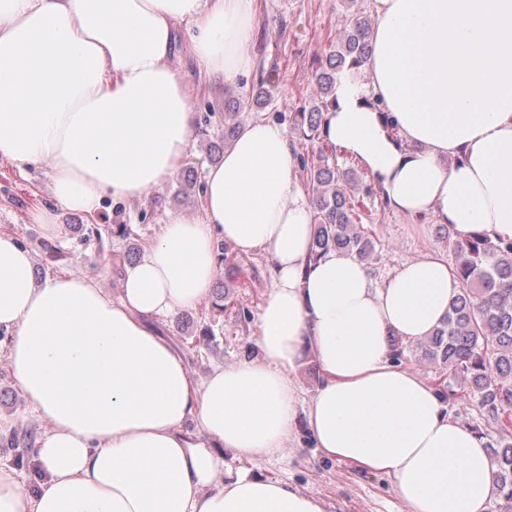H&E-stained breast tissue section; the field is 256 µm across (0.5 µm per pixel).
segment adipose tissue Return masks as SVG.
<instances>
[{
	"label": "adipose tissue",
	"mask_w": 512,
	"mask_h": 512,
	"mask_svg": "<svg viewBox=\"0 0 512 512\" xmlns=\"http://www.w3.org/2000/svg\"><path fill=\"white\" fill-rule=\"evenodd\" d=\"M373 3L364 78L341 79L324 115L330 143L399 214L512 241V0ZM258 12L259 0H0V160L47 167L54 205L32 215L47 237L58 210L92 216L175 176L197 130L171 65L178 29L193 32L199 75L231 84L255 66ZM296 168L284 127L245 124L205 176L199 218L161 225L116 297L90 275L34 285L30 252L0 232V334L50 424L36 491L0 465V512H330L219 453L256 464L301 433L321 457L388 477L406 512H488L485 438L393 355V339L442 322L458 280L433 255L380 287L353 256L312 258ZM221 242L265 252L271 285L257 357L197 382L152 322L207 298ZM308 355L320 382L305 400Z\"/></svg>",
	"instance_id": "obj_1"
}]
</instances>
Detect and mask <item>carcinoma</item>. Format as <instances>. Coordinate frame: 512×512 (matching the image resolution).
<instances>
[{"label": "carcinoma", "mask_w": 512, "mask_h": 512, "mask_svg": "<svg viewBox=\"0 0 512 512\" xmlns=\"http://www.w3.org/2000/svg\"><path fill=\"white\" fill-rule=\"evenodd\" d=\"M374 24L362 11L345 13L340 37L328 45L326 66L313 75L314 105L291 117L298 133L319 150L306 173L315 212V256L334 250L366 262L375 253L374 235L365 231L362 220L366 202L385 204L381 189L364 174L338 165L337 148L322 127L323 112L336 105L339 74L357 73L366 64ZM274 77V70L262 71L248 95L224 99V137L209 145L210 161L218 160L234 141L241 114L266 104V85ZM438 229L456 257L453 272L461 288L445 319L419 340L418 349L422 360L454 376L458 389L446 391L448 398L475 397L480 415L498 423L487 444L495 467L494 500L498 512H512V418L505 416L512 409V242L494 243L480 234L458 240L449 226L440 224ZM219 261L236 278L249 279L251 271L229 257L222 245Z\"/></svg>", "instance_id": "carcinoma-1"}]
</instances>
